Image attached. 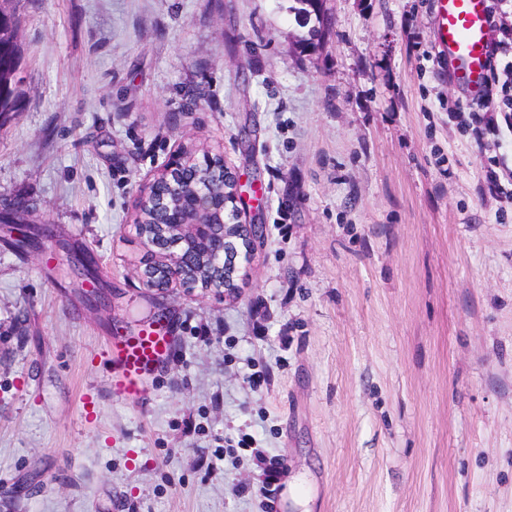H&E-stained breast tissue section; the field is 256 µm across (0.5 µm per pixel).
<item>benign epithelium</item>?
<instances>
[{"label":"benign epithelium","mask_w":512,"mask_h":512,"mask_svg":"<svg viewBox=\"0 0 512 512\" xmlns=\"http://www.w3.org/2000/svg\"><path fill=\"white\" fill-rule=\"evenodd\" d=\"M295 20L318 30L323 0H296ZM136 232L144 245L159 249L162 260L145 266V285L158 290L220 291L229 297L246 276L260 224L243 220L250 204L242 184L224 160L180 149L139 191Z\"/></svg>","instance_id":"obj_1"}]
</instances>
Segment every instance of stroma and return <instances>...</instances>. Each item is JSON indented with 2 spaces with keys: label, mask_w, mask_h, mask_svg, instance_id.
Listing matches in <instances>:
<instances>
[{
  "label": "stroma",
  "mask_w": 512,
  "mask_h": 512,
  "mask_svg": "<svg viewBox=\"0 0 512 512\" xmlns=\"http://www.w3.org/2000/svg\"><path fill=\"white\" fill-rule=\"evenodd\" d=\"M432 2L327 0L303 53L292 0H20L0 512H512V199L448 119ZM182 144L262 183L237 297L140 278L138 189ZM160 312L169 362L113 398L101 347Z\"/></svg>",
  "instance_id": "1"
}]
</instances>
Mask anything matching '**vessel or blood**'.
<instances>
[{
	"instance_id": "b4317fda",
	"label": "vessel or blood",
	"mask_w": 512,
	"mask_h": 512,
	"mask_svg": "<svg viewBox=\"0 0 512 512\" xmlns=\"http://www.w3.org/2000/svg\"><path fill=\"white\" fill-rule=\"evenodd\" d=\"M432 30L454 83L468 98L480 99L491 42L488 0H436ZM172 341L166 321L108 339L100 356L109 367L110 392L128 401H142L152 379L168 362Z\"/></svg>"
}]
</instances>
